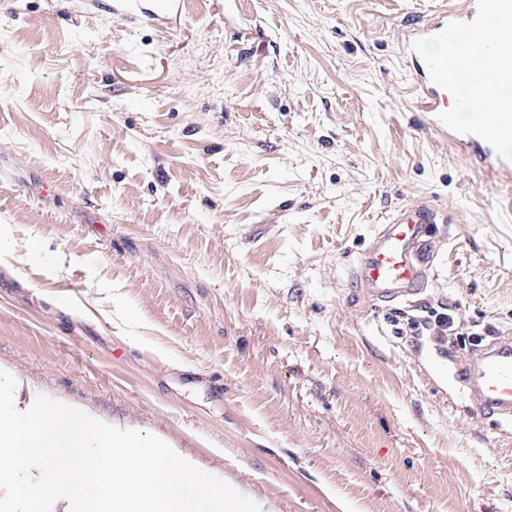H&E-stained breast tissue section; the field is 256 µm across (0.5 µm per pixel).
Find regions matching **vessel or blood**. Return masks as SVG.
I'll return each instance as SVG.
<instances>
[{"mask_svg": "<svg viewBox=\"0 0 512 512\" xmlns=\"http://www.w3.org/2000/svg\"><path fill=\"white\" fill-rule=\"evenodd\" d=\"M181 0H154L142 16L165 19ZM512 14V0H448L439 21L407 35L402 58L429 124L471 149H487L501 169H512V52L494 27ZM458 100L448 110L447 95ZM440 212L428 204L394 210L359 257L353 280L380 301L409 299L423 286L432 265L430 239ZM468 411L478 420L512 423V334L502 333L457 363Z\"/></svg>", "mask_w": 512, "mask_h": 512, "instance_id": "b4317fda", "label": "vessel or blood"}]
</instances>
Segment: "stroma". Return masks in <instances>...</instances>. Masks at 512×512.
I'll list each match as a JSON object with an SVG mask.
<instances>
[{
  "label": "stroma",
  "instance_id": "stroma-1",
  "mask_svg": "<svg viewBox=\"0 0 512 512\" xmlns=\"http://www.w3.org/2000/svg\"><path fill=\"white\" fill-rule=\"evenodd\" d=\"M238 7L0 0V370L272 512H512V427L451 375L512 330V173L418 110L399 48L432 0ZM413 201L448 222L383 303L352 276ZM182 1L179 0H158L156 5L150 4L142 7V16L150 20L166 19L170 15L178 14L181 10ZM441 311L433 309L425 322L429 335H432L439 343L448 344V337L462 336L460 326L456 324L454 317L448 313L446 306H440Z\"/></svg>",
  "mask_w": 512,
  "mask_h": 512
}]
</instances>
